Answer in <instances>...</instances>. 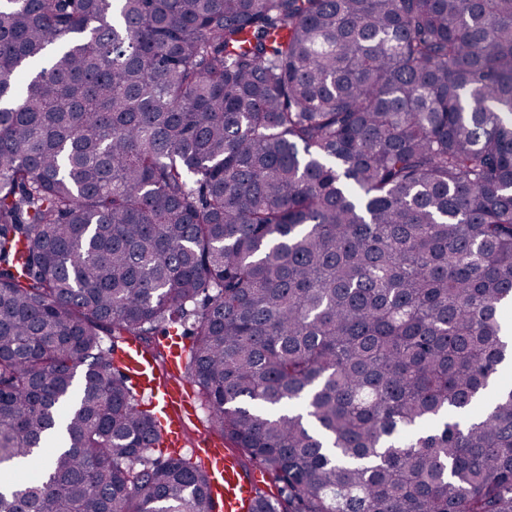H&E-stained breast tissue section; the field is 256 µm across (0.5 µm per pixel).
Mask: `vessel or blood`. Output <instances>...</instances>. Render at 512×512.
<instances>
[{
	"label": "vessel or blood",
	"instance_id": "obj_1",
	"mask_svg": "<svg viewBox=\"0 0 512 512\" xmlns=\"http://www.w3.org/2000/svg\"><path fill=\"white\" fill-rule=\"evenodd\" d=\"M166 351L170 364V375L166 378L159 375L152 352L137 341L126 345L117 362L152 403L160 407L167 447L189 448L205 464L210 493L220 512H250L260 492L270 489L269 476L261 470L245 469L234 454L225 450L221 437L210 430H202L192 443H184V420L196 413L193 395L179 371L185 348L179 338L173 337L167 339Z\"/></svg>",
	"mask_w": 512,
	"mask_h": 512
}]
</instances>
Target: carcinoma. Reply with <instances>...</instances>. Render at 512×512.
I'll return each instance as SVG.
<instances>
[{"label": "carcinoma", "mask_w": 512, "mask_h": 512, "mask_svg": "<svg viewBox=\"0 0 512 512\" xmlns=\"http://www.w3.org/2000/svg\"><path fill=\"white\" fill-rule=\"evenodd\" d=\"M511 310L512 0H0V512H213L176 324L250 512H512ZM165 344L170 364V375L167 378H161L154 355L139 341L128 343L119 356V350L123 345L115 342L113 356L115 359L118 356L116 362L123 366L131 379L140 386L142 392L137 389V399L142 407H149L154 413L158 412L143 393L149 395L152 403L160 406L165 416L160 422L164 428L167 426L166 446L182 449L189 445L194 457L205 464L210 477V493L218 509L224 512H247L257 500L259 492L271 488L270 478L257 463L244 460L246 465L262 470L245 469L234 454L224 450V445L234 451L235 448H232L229 442L223 443L215 432L203 429L191 444L183 441L184 418L194 417L196 413L193 394L179 371L185 354V345H181V340L177 336L168 337Z\"/></svg>", "instance_id": "1"}]
</instances>
